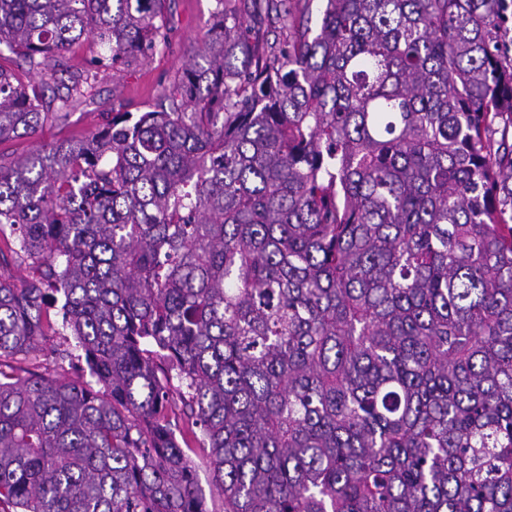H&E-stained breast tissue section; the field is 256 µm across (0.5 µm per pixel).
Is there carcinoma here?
I'll return each mask as SVG.
<instances>
[{
	"label": "carcinoma",
	"instance_id": "obj_1",
	"mask_svg": "<svg viewBox=\"0 0 512 512\" xmlns=\"http://www.w3.org/2000/svg\"><path fill=\"white\" fill-rule=\"evenodd\" d=\"M510 11L322 0L259 48L291 0H215L158 105L0 153V503L209 512L183 422L224 512H512ZM169 38L167 0H0V144ZM52 306L87 378L14 377Z\"/></svg>",
	"mask_w": 512,
	"mask_h": 512
}]
</instances>
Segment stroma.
Masks as SVG:
<instances>
[{"mask_svg":"<svg viewBox=\"0 0 512 512\" xmlns=\"http://www.w3.org/2000/svg\"><path fill=\"white\" fill-rule=\"evenodd\" d=\"M213 8L214 0H170L173 30L166 51L150 57L134 70L101 74L93 96L75 105L66 118L49 120L32 139L0 144V151L20 153L40 144L87 134L103 124L113 103L119 101L132 112L154 106L181 71L195 41L211 26Z\"/></svg>","mask_w":512,"mask_h":512,"instance_id":"obj_1","label":"stroma"}]
</instances>
